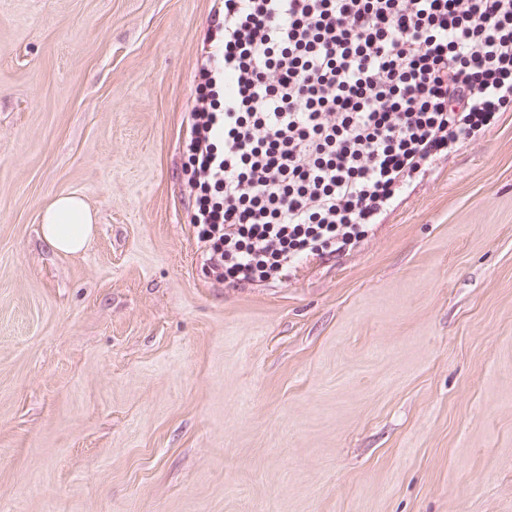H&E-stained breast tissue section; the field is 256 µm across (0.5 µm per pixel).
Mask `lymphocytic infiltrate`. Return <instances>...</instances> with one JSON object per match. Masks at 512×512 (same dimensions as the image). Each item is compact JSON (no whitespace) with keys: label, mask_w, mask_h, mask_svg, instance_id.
<instances>
[{"label":"lymphocytic infiltrate","mask_w":512,"mask_h":512,"mask_svg":"<svg viewBox=\"0 0 512 512\" xmlns=\"http://www.w3.org/2000/svg\"><path fill=\"white\" fill-rule=\"evenodd\" d=\"M204 41L181 148L233 286L352 249L512 112V0H213Z\"/></svg>","instance_id":"f902f5d3"}]
</instances>
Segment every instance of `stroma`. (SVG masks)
Listing matches in <instances>:
<instances>
[{
	"label": "stroma",
	"instance_id": "1",
	"mask_svg": "<svg viewBox=\"0 0 512 512\" xmlns=\"http://www.w3.org/2000/svg\"><path fill=\"white\" fill-rule=\"evenodd\" d=\"M211 7L0 0V512H512V112L352 250L215 281L180 147ZM97 217L82 197L63 194L41 211V237L55 252L75 254L92 240Z\"/></svg>",
	"mask_w": 512,
	"mask_h": 512
}]
</instances>
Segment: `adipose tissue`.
Returning a JSON list of instances; mask_svg holds the SVG:
<instances>
[{
	"label": "adipose tissue",
	"mask_w": 512,
	"mask_h": 512,
	"mask_svg": "<svg viewBox=\"0 0 512 512\" xmlns=\"http://www.w3.org/2000/svg\"><path fill=\"white\" fill-rule=\"evenodd\" d=\"M97 217L82 197L56 196L41 211V237L55 252L75 254L92 240Z\"/></svg>",
	"instance_id": "adipose-tissue-1"
}]
</instances>
